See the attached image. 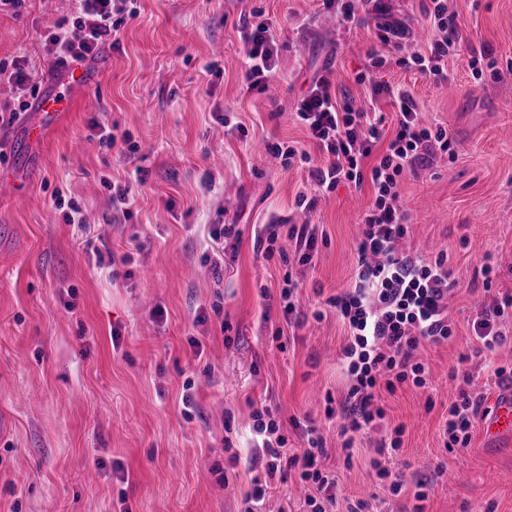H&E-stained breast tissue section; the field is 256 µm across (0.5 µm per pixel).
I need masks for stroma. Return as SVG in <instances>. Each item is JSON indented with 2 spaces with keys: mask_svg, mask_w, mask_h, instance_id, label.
I'll return each instance as SVG.
<instances>
[{
  "mask_svg": "<svg viewBox=\"0 0 512 512\" xmlns=\"http://www.w3.org/2000/svg\"><path fill=\"white\" fill-rule=\"evenodd\" d=\"M449 2L459 23L447 61L452 95L418 69L371 67L372 53L389 52L378 38L384 22L401 30L400 56L427 50L429 0H378L345 25L323 0H137L121 49L88 64L101 77L91 88L50 71L47 33L70 17L65 0L0 11V60L73 98L40 156L24 146L37 109L0 129V166L14 176L0 184V512H242L264 475L253 430L264 408L292 456L307 446L298 420L320 425L319 464L338 476V497L375 491L369 445L346 462L325 415L326 396L341 399L347 386L345 328L324 307L355 274L374 193L344 183L316 192L306 169L267 148L278 142L322 161L295 107L325 74L337 97L380 109L390 127L395 110L374 102L372 82L409 90L421 122L447 127L452 140V153L399 185L409 245L448 254L454 334L423 351L437 391L381 397L389 426L405 427L392 466L429 480L424 512H512V447H487L478 424L462 449H445L441 436L452 369L470 373L485 402L505 387L495 367L512 370V317L494 368L471 355L482 305L512 292V0ZM257 10L279 44L266 90L243 82L242 23ZM475 53L493 63L478 78L468 66ZM100 124L126 138L129 153L102 144ZM109 180L129 183L130 217L113 209ZM18 189L27 194L20 205L11 201ZM58 191L83 223H66ZM302 195L313 209L299 207ZM273 221L323 228L312 265L266 257L258 238ZM225 225L234 235L214 238ZM289 275L307 315L299 328L277 300ZM309 492L289 470L259 510L303 512Z\"/></svg>",
  "mask_w": 512,
  "mask_h": 512,
  "instance_id": "1",
  "label": "stroma"
}]
</instances>
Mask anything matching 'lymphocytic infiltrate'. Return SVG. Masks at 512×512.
<instances>
[{
  "instance_id": "lymphocytic-infiltrate-1",
  "label": "lymphocytic infiltrate",
  "mask_w": 512,
  "mask_h": 512,
  "mask_svg": "<svg viewBox=\"0 0 512 512\" xmlns=\"http://www.w3.org/2000/svg\"><path fill=\"white\" fill-rule=\"evenodd\" d=\"M74 2L72 18L62 20L47 36L58 70L93 61L103 46L121 49L119 33L127 17L136 14L119 0ZM427 15L434 37L427 52L413 56L412 61L421 74L441 84L448 80L445 62L456 50L457 18L449 14L447 0H431ZM268 32L269 26L263 22L245 30L247 87L266 83L275 68L277 50ZM374 91L387 94L397 111L393 136L385 134L384 113L360 112L348 100L337 99L330 78L324 76L312 81L296 106L297 116L325 156L323 164L313 165L308 154H297L290 147H271L285 160L297 158L307 164L317 189L331 190L342 182L359 188L368 182L375 191V201L362 222L355 281L351 288L327 300L348 333L342 349L347 392L340 405L339 425L347 450L353 449L357 437L378 429L384 417L383 409L376 405L380 391L391 392L402 384L429 386L430 369L421 350L443 344L453 335L448 308L453 273L445 256L430 261L406 248L408 219L399 204L398 190L404 172L425 168L436 152H451V140L445 127L422 124L409 91L382 82L375 83ZM382 141L387 149L381 157H374L373 149ZM264 233L261 244L267 254L280 250V238L285 235L293 240L299 263H312L319 236L317 225L303 224L284 233L279 225L268 224ZM511 312V294L494 297L482 307L472 324L478 343L475 356L496 354L507 339L502 321ZM480 409V400L468 388H459L443 424L446 447H468ZM254 418L255 432L264 437L266 480L285 473L288 467H300L302 481L314 489L305 499L311 512H328L335 507L336 476L318 465L319 456L326 453L325 439L318 429L307 427L306 449L302 455L289 457L283 452L286 440L269 410L256 411ZM403 433V427L397 426L382 434L372 465L378 478L386 481L390 495L409 491L415 500L422 501L427 497L426 481L407 479L381 460L386 452L399 449Z\"/></svg>"
}]
</instances>
